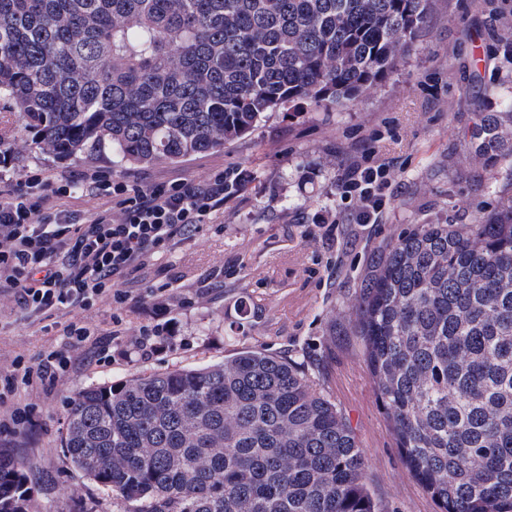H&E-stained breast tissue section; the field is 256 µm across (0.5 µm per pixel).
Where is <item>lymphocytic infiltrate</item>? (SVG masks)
I'll return each instance as SVG.
<instances>
[{
    "label": "lymphocytic infiltrate",
    "mask_w": 512,
    "mask_h": 512,
    "mask_svg": "<svg viewBox=\"0 0 512 512\" xmlns=\"http://www.w3.org/2000/svg\"><path fill=\"white\" fill-rule=\"evenodd\" d=\"M10 148L0 138V181L10 186L0 197V287L14 290L29 313L44 315L84 309L103 295L118 306L135 304L124 288L133 272L153 264L193 238L210 216L236 198L248 176L231 166L195 180L177 178L141 185L93 171L74 179L54 178L35 169L15 176ZM347 194L356 197V224H378L388 211V167L380 159L351 163L343 175ZM106 199V209L81 217L49 208L50 198L76 190ZM112 339L131 343L142 356L172 349L168 323L141 327L125 338L113 317Z\"/></svg>",
    "instance_id": "1"
}]
</instances>
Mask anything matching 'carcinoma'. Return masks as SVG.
Segmentation results:
<instances>
[{
  "label": "carcinoma",
  "mask_w": 512,
  "mask_h": 512,
  "mask_svg": "<svg viewBox=\"0 0 512 512\" xmlns=\"http://www.w3.org/2000/svg\"><path fill=\"white\" fill-rule=\"evenodd\" d=\"M428 0H0V97L60 156L122 162L220 150L266 112L333 107L384 83ZM506 112H480L474 163L512 165ZM368 370L440 512H512V203L413 224L358 291ZM129 512H378L347 418L260 350L92 384L63 440ZM0 448V512H29Z\"/></svg>",
  "instance_id": "1"
}]
</instances>
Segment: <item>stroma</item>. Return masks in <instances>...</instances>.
Here are the masks:
<instances>
[{
  "instance_id": "obj_1",
  "label": "stroma",
  "mask_w": 512,
  "mask_h": 512,
  "mask_svg": "<svg viewBox=\"0 0 512 512\" xmlns=\"http://www.w3.org/2000/svg\"><path fill=\"white\" fill-rule=\"evenodd\" d=\"M512 32V0H430L412 50L389 81L331 110L297 101L261 117L224 149L178 163L123 164L111 150L58 157L39 148L27 120L0 98V137L17 168L73 177L107 170L139 184L187 177L237 165L252 181L194 240L154 266L133 273L127 290L141 297L117 309L111 297L84 310L31 315L13 292L0 289V386L12 383L14 362H38L70 348L63 332L78 320L90 341L73 350L86 363L52 384L14 385L11 403L33 411L32 426L0 435L26 464L31 512H126L116 493L76 471L63 449L71 399L82 388L135 374L203 367L245 349L296 361L350 422L367 459L366 483L379 512H439L409 472L365 362L353 303L380 246L413 224H466L512 199L503 167L471 164V131L478 113L501 111L512 96V65L501 54ZM381 155L392 182L382 223L357 224L351 236H325L316 223L328 209L348 220L355 208L341 178L352 161ZM164 301L181 347L149 358L111 348L110 360L90 355L110 340L112 317L127 335L160 322L144 295Z\"/></svg>"
}]
</instances>
